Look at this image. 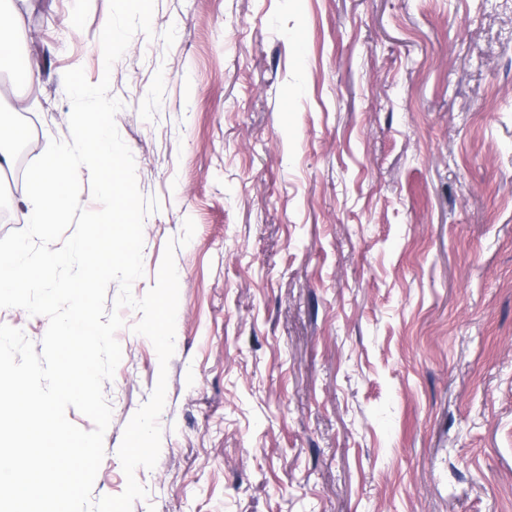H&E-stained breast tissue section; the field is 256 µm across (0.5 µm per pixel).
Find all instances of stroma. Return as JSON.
<instances>
[{
  "instance_id": "stroma-1",
  "label": "stroma",
  "mask_w": 512,
  "mask_h": 512,
  "mask_svg": "<svg viewBox=\"0 0 512 512\" xmlns=\"http://www.w3.org/2000/svg\"><path fill=\"white\" fill-rule=\"evenodd\" d=\"M33 153L109 0H23ZM113 65L144 196L143 297L180 299L132 512H512V0H155ZM93 499L159 361L122 312Z\"/></svg>"
}]
</instances>
